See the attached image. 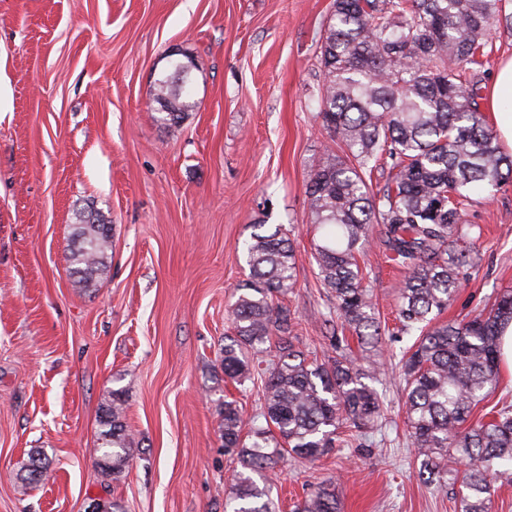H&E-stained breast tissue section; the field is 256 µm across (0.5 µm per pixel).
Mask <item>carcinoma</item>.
Segmentation results:
<instances>
[{"instance_id": "obj_1", "label": "carcinoma", "mask_w": 512, "mask_h": 512, "mask_svg": "<svg viewBox=\"0 0 512 512\" xmlns=\"http://www.w3.org/2000/svg\"><path fill=\"white\" fill-rule=\"evenodd\" d=\"M511 2L335 0L320 43L318 87L319 118L332 145L306 181L310 223L323 230L313 253L319 275L334 294L341 328L361 345L381 338L358 262L374 226L386 257L404 269L400 330L419 332L401 364L418 477L445 483L467 460L461 512H490L491 478L512 475V405L468 424L499 384L500 329L512 322V290L467 320L436 321L474 265L472 250L460 245L478 228L463 211L469 191L512 182V153L500 149L481 110L475 69L491 30L503 22L512 30ZM183 57L169 58L170 73L156 87L161 120L173 132L196 107L185 96L192 59ZM384 168L389 178L375 193L372 175ZM254 228L245 243L250 282L230 310L235 336L224 344V379L239 386L254 380L251 354L273 339L276 355L263 372L264 403L250 432L243 434V411L233 399L218 410L219 429L235 464L231 512H280L267 474L288 453L312 461L342 446V421L364 434L376 428L381 404L365 383L374 365L351 357L339 336H331L336 355L321 361L296 349L290 311L279 301L295 284L294 244L280 225ZM74 236L69 260L89 287L105 269L112 225L88 209ZM123 413L122 394L114 392L95 449V464L107 475H120L133 459ZM21 469L28 485L47 463L35 451ZM295 512H341L336 485H319Z\"/></svg>"}]
</instances>
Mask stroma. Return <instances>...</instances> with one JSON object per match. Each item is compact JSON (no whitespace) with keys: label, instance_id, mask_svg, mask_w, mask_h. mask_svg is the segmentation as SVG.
<instances>
[{"label":"stroma","instance_id":"35a3bbf8","mask_svg":"<svg viewBox=\"0 0 512 512\" xmlns=\"http://www.w3.org/2000/svg\"><path fill=\"white\" fill-rule=\"evenodd\" d=\"M334 0H0V512H224L233 485L218 409L245 418L261 384L224 380L230 306L249 276L255 225H284L296 284L283 299L308 359L332 348L336 310L313 258L305 184L329 143L317 116L320 36ZM175 48L193 60L196 103L178 133L154 83ZM112 224L107 268L79 284L67 259L86 208ZM479 261L442 320L472 316L512 289V184L473 189ZM384 328L373 433L273 475L283 512L325 482L343 512H459V484L417 475L399 361L414 339L395 320L402 269L379 244L359 257ZM137 441L119 479L93 450L113 391ZM48 458L23 487L30 452Z\"/></svg>","mask_w":512,"mask_h":512}]
</instances>
